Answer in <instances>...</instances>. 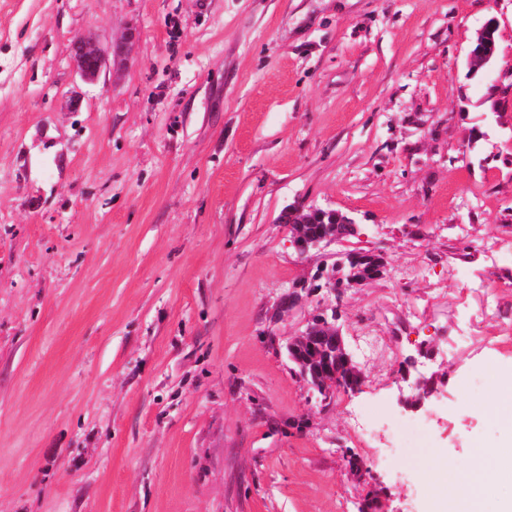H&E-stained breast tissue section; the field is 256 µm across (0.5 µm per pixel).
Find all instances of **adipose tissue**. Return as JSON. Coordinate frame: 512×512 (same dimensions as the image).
I'll use <instances>...</instances> for the list:
<instances>
[{
	"instance_id": "obj_1",
	"label": "adipose tissue",
	"mask_w": 512,
	"mask_h": 512,
	"mask_svg": "<svg viewBox=\"0 0 512 512\" xmlns=\"http://www.w3.org/2000/svg\"><path fill=\"white\" fill-rule=\"evenodd\" d=\"M433 479L438 502L453 495L463 501L464 512H512V499L496 492L499 482L512 481V428L499 447L476 450L466 464L437 463Z\"/></svg>"
}]
</instances>
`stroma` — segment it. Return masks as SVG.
<instances>
[{
    "label": "stroma",
    "instance_id": "stroma-1",
    "mask_svg": "<svg viewBox=\"0 0 512 512\" xmlns=\"http://www.w3.org/2000/svg\"><path fill=\"white\" fill-rule=\"evenodd\" d=\"M129 31L82 82L75 38ZM297 203L358 235L298 259ZM353 251L387 261L338 309L366 380L321 402L287 352L318 298L285 301ZM490 288L512 308V0H0V512H434L436 454L502 438ZM400 379L404 382H408V387L411 389L412 392L421 390L426 385H429L430 382H433V377H431V376L426 377L422 373H419L413 380H410V372L409 371H404L400 375ZM427 391H431V388H429V389L423 388V390H422V392L424 394H426ZM422 392H421V397L416 399V401H414L412 399V397L405 399L403 397V395H400L399 402L407 408L420 409L424 406V400H426L429 397L428 395L425 396Z\"/></svg>",
    "mask_w": 512,
    "mask_h": 512
}]
</instances>
